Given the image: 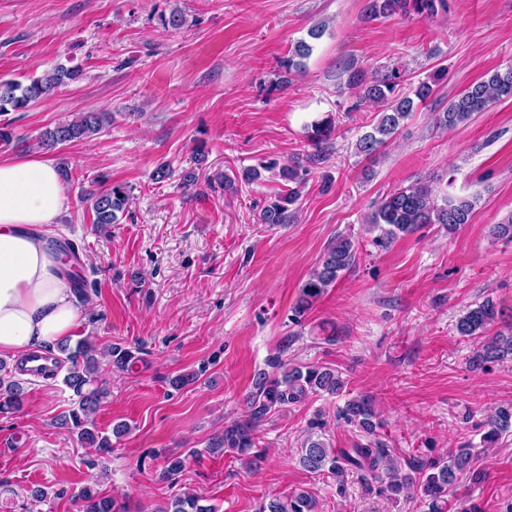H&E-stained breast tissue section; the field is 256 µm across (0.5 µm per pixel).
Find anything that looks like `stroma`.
I'll return each instance as SVG.
<instances>
[{
    "label": "stroma",
    "mask_w": 512,
    "mask_h": 512,
    "mask_svg": "<svg viewBox=\"0 0 512 512\" xmlns=\"http://www.w3.org/2000/svg\"><path fill=\"white\" fill-rule=\"evenodd\" d=\"M365 3L0 0V79L26 83L59 64L83 71L49 99L9 113L13 140L0 143V156L42 153L68 172L58 241L74 246L77 272L96 289L77 306L75 337L141 349L134 372L101 367L109 393L97 429L108 435L122 422L129 431L95 459L56 424L72 391L58 377H28L20 411L0 415V512H76L74 494L91 483L126 512H157L187 490L218 512H259L297 488L311 491L321 512H428L416 490L393 500L362 473L340 486L300 465L315 417L331 447L363 441L336 417L357 395L373 397L377 439L397 462L475 448L484 479L459 474L454 496L483 512L512 507V435L478 449L482 423L512 405V360L473 366L485 337L455 329L489 299L504 317L486 337L512 330V242L489 234L512 214V98L453 130L434 122L464 89L512 65V0H450L448 12L429 20H370ZM175 8L187 23L164 30L159 16ZM314 27L322 35L311 40L304 69L281 78L279 59ZM345 61L371 72L397 66L414 81L439 67L447 74L392 142L365 157L356 142L379 108L351 111ZM89 111L111 115L100 134L40 151L43 131ZM328 113L333 151L309 174L295 223L259 221L283 188L271 173L234 194L208 188L218 171L303 159L310 123ZM163 163L173 175L154 181ZM192 170L198 181L184 187ZM419 178L439 193L476 196L469 223L453 232L427 224L376 247L367 224L373 203ZM98 182L131 195L107 233L96 231L84 199ZM340 234L358 248L355 266L295 318L302 284ZM277 355L338 370L343 394L269 413L258 428L259 467L207 454L225 426L247 419L253 379ZM194 370V383L170 386ZM160 448L185 460L175 480L159 476L151 453ZM35 486L50 492L47 502L26 503Z\"/></svg>",
    "instance_id": "35a3bbf8"
}]
</instances>
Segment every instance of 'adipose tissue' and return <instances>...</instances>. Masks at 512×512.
Returning <instances> with one entry per match:
<instances>
[{
	"label": "adipose tissue",
	"mask_w": 512,
	"mask_h": 512,
	"mask_svg": "<svg viewBox=\"0 0 512 512\" xmlns=\"http://www.w3.org/2000/svg\"><path fill=\"white\" fill-rule=\"evenodd\" d=\"M66 204L53 161L0 158V356H26L77 324L73 288L52 242Z\"/></svg>",
	"instance_id": "adipose-tissue-1"
}]
</instances>
